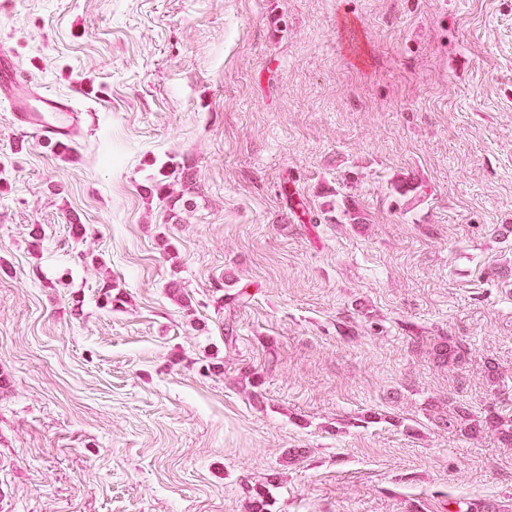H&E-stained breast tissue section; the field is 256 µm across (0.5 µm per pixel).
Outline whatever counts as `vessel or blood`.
<instances>
[{
  "label": "vessel or blood",
  "mask_w": 512,
  "mask_h": 512,
  "mask_svg": "<svg viewBox=\"0 0 512 512\" xmlns=\"http://www.w3.org/2000/svg\"><path fill=\"white\" fill-rule=\"evenodd\" d=\"M0 103L20 126L61 145L73 141L81 124L72 98L41 93L28 73L15 68L5 48L0 49Z\"/></svg>",
  "instance_id": "vessel-or-blood-1"
}]
</instances>
